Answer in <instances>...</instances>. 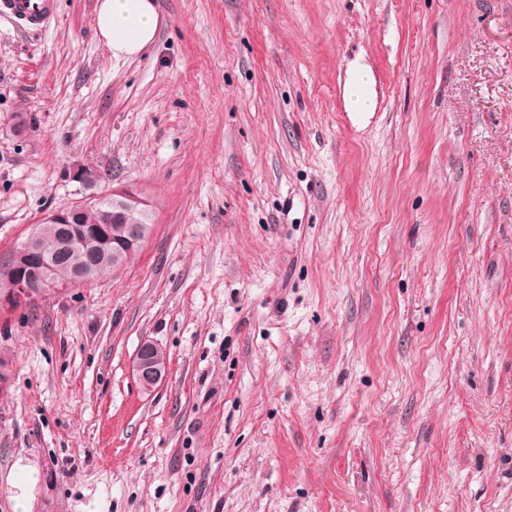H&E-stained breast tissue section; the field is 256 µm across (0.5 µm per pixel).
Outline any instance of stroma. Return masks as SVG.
<instances>
[{
	"label": "stroma",
	"mask_w": 512,
	"mask_h": 512,
	"mask_svg": "<svg viewBox=\"0 0 512 512\" xmlns=\"http://www.w3.org/2000/svg\"><path fill=\"white\" fill-rule=\"evenodd\" d=\"M97 3L0 18V256L121 186L153 231L0 297V512L20 460L33 512H512V0H156L129 60ZM369 75L365 68L358 67L346 87V101L352 112L369 113L375 109V97L369 91ZM155 345L149 341L143 342L133 358V375L146 392H153L167 373V363L156 356Z\"/></svg>",
	"instance_id": "obj_1"
}]
</instances>
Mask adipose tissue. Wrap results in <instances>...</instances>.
Returning a JSON list of instances; mask_svg holds the SVG:
<instances>
[{"instance_id":"1","label":"adipose tissue","mask_w":512,"mask_h":512,"mask_svg":"<svg viewBox=\"0 0 512 512\" xmlns=\"http://www.w3.org/2000/svg\"><path fill=\"white\" fill-rule=\"evenodd\" d=\"M95 23L113 58L132 59L153 43L159 15L154 0H99Z\"/></svg>"}]
</instances>
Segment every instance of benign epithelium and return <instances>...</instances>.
<instances>
[{"instance_id": "obj_1", "label": "benign epithelium", "mask_w": 512, "mask_h": 512, "mask_svg": "<svg viewBox=\"0 0 512 512\" xmlns=\"http://www.w3.org/2000/svg\"><path fill=\"white\" fill-rule=\"evenodd\" d=\"M111 195L120 197L123 205L129 210L140 209L145 205V202L137 194L124 187L112 190ZM102 200L103 197L99 196L88 202L53 211L42 219V223L74 224L81 213L97 206ZM37 238L38 230L34 228L23 240L19 249L21 254L33 255L34 270L30 271L19 266H12L9 269L8 280L14 284L11 297L16 301L46 290L63 291L93 279L96 270L95 258L112 252V237L104 227L90 224L79 228L72 241L75 256L81 257L82 247L90 244L92 245L91 258L85 262L77 261V274L70 281L62 283L56 279L55 257L39 256L34 253ZM147 239L144 225L130 224L127 226V235L124 237V247L139 248ZM156 353L155 344L147 341L139 346L133 358V375L146 392L154 391L167 373V364L162 362Z\"/></svg>"}]
</instances>
